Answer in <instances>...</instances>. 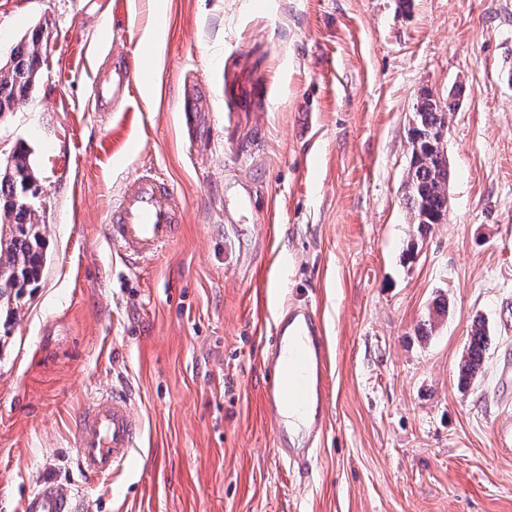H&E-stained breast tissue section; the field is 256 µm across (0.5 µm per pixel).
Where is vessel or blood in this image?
Listing matches in <instances>:
<instances>
[{"instance_id": "obj_1", "label": "vessel or blood", "mask_w": 512, "mask_h": 512, "mask_svg": "<svg viewBox=\"0 0 512 512\" xmlns=\"http://www.w3.org/2000/svg\"><path fill=\"white\" fill-rule=\"evenodd\" d=\"M183 207L170 183L146 172L128 179L112 205L107 239L133 262L154 259L172 242ZM273 378L264 403L275 422L279 457L292 467L308 466L328 423L327 357L317 314L306 304L279 314L270 344ZM143 424L126 392L112 391L82 410L75 424L77 468L92 482L125 467L134 454ZM23 512H84L81 497L43 481L23 503Z\"/></svg>"}]
</instances>
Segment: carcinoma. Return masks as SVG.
<instances>
[{
    "instance_id": "1",
    "label": "carcinoma",
    "mask_w": 512,
    "mask_h": 512,
    "mask_svg": "<svg viewBox=\"0 0 512 512\" xmlns=\"http://www.w3.org/2000/svg\"><path fill=\"white\" fill-rule=\"evenodd\" d=\"M39 38L21 43L10 60L0 64V114L9 112L16 102L36 83ZM457 105L448 101V111L438 108L428 94L417 99L416 126L411 130V160L408 170L410 201L418 225L423 232L433 224H441L448 215V160L439 147L438 136L448 128L449 115ZM35 199L38 188L29 156L13 155L11 163L0 169V220L9 225L8 237L0 235V313L3 329H8L27 295L37 287L45 256L41 225L42 207H24L16 200L21 194ZM486 351L483 323L473 325L459 363L460 381L468 385L478 377Z\"/></svg>"
}]
</instances>
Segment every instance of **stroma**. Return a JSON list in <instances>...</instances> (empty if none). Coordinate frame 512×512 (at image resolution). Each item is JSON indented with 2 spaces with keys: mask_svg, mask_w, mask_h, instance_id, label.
I'll list each match as a JSON object with an SVG mask.
<instances>
[{
  "mask_svg": "<svg viewBox=\"0 0 512 512\" xmlns=\"http://www.w3.org/2000/svg\"><path fill=\"white\" fill-rule=\"evenodd\" d=\"M34 30L36 86L0 114V157L25 147L42 190L45 256L0 337V512L46 479L87 512H512V0H0L1 60ZM128 66L150 88L100 110L95 86ZM456 88L448 217L421 236L415 105ZM149 168L185 222L129 265L105 226ZM295 302L330 360L307 471L276 456L262 398ZM479 319L485 370L464 388ZM112 388L144 436L87 484L73 422Z\"/></svg>",
  "mask_w": 512,
  "mask_h": 512,
  "instance_id": "1",
  "label": "stroma"
}]
</instances>
